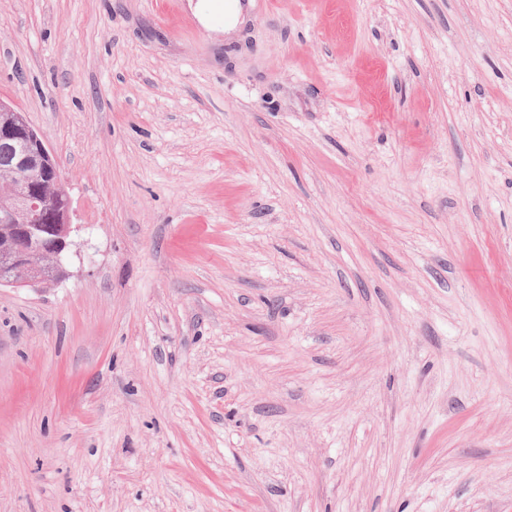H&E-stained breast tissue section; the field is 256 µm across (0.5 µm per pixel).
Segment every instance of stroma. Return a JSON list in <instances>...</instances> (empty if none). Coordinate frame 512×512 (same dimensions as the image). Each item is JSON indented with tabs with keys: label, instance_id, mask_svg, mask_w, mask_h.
<instances>
[{
	"label": "stroma",
	"instance_id": "1",
	"mask_svg": "<svg viewBox=\"0 0 512 512\" xmlns=\"http://www.w3.org/2000/svg\"><path fill=\"white\" fill-rule=\"evenodd\" d=\"M0 101V512H512V0H0ZM212 1H223V0H212ZM224 5L220 2L215 4V15L214 19L217 22L225 24L232 23L237 14H243L247 9L249 0H224ZM0 103V183L4 188L19 184L21 190L11 207L0 211V260L24 268L29 275L13 284L40 288L67 276L61 257L73 245L69 197L54 156L43 137L26 119L4 112ZM62 211L57 212L49 200ZM45 254L56 258L51 271H43L38 260ZM49 272V275L47 274Z\"/></svg>",
	"mask_w": 512,
	"mask_h": 512
}]
</instances>
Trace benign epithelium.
<instances>
[{"label":"benign epithelium","instance_id":"obj_1","mask_svg":"<svg viewBox=\"0 0 512 512\" xmlns=\"http://www.w3.org/2000/svg\"><path fill=\"white\" fill-rule=\"evenodd\" d=\"M62 183L54 156L43 137L19 116L0 114V185L15 184L21 190L11 207L0 209V223L11 225V235L0 242V260L24 268L29 275L21 283L40 288L67 276L61 257L73 245L70 210L56 211L47 187ZM45 254L56 258L47 273L38 260Z\"/></svg>","mask_w":512,"mask_h":512}]
</instances>
